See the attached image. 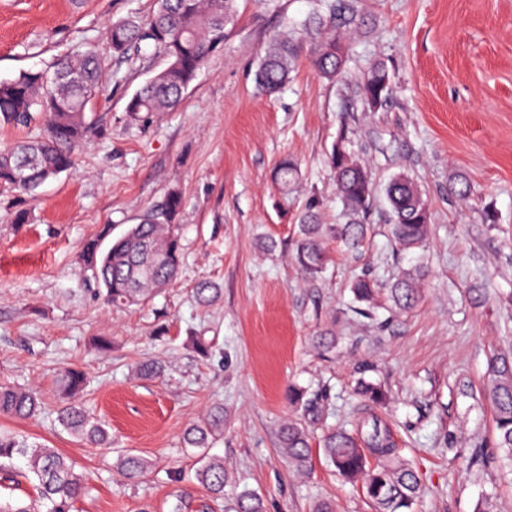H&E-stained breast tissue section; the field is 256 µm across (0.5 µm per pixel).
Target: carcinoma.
<instances>
[{"mask_svg":"<svg viewBox=\"0 0 512 512\" xmlns=\"http://www.w3.org/2000/svg\"><path fill=\"white\" fill-rule=\"evenodd\" d=\"M235 0H155L145 19H118L108 27L112 51L125 56L130 51L151 48L165 58L164 67L126 102L125 112L133 124H147L160 112L174 108L195 80L210 54L224 44L225 30L234 21ZM357 19L352 0H331L328 13L314 14L299 36L271 37L264 48L253 82L261 93H275L289 79L291 64L300 48L309 52L318 73L329 81L343 77L348 35ZM102 94L100 60L92 50L75 52L56 61L53 71H22L0 81V124L27 126L43 119L42 135L0 150V183L32 192L41 184L72 168L76 148L94 125L87 106ZM392 95L388 68L374 66L360 85V99L376 108ZM330 154V167L341 204L339 223L321 224L310 206L300 217L294 240V259L304 277L315 281L324 276L330 261L328 244L350 253L365 244L370 225L366 217L374 200L371 173L349 148L348 130L343 129ZM298 176L297 164L283 159L275 169L277 183L286 188ZM385 195L390 206L391 237L402 250L419 248L426 240L429 209L413 182L404 175L390 179ZM182 208L181 195L170 191L143 214L140 223L112 237V225L88 240L82 262L98 287L102 300L114 306L137 305L165 286L180 266V247L175 221ZM425 270L420 265L402 270L388 288L395 307L409 311L418 302ZM353 302L371 307L378 285L362 275L350 286ZM86 383L76 369L62 371L59 390L71 399L60 413V421L72 435L96 445L112 446V434L75 401ZM485 390L495 411L497 445L512 454V357L494 355L488 364ZM355 394L365 416L355 432L332 430L321 440L328 463L346 479L361 483L363 494L375 512H412L421 493L416 470L393 448L388 430L372 410L385 404L388 392L381 385L357 379ZM40 408L38 394L30 388L0 386V413L23 419ZM224 429V408L216 407L206 419L187 428V448H207ZM280 443L292 467L304 472L311 466L310 436L296 419L284 423ZM120 472L127 479L144 477L152 467L146 458L132 453L118 457ZM20 476L33 484L34 498L0 496V512H72L85 490L83 474L54 448H30L16 436L0 432V479L14 482ZM199 487L211 498L224 497L227 474L224 459L203 457L196 470ZM234 512H265L262 498L245 489L235 501Z\"/></svg>","mask_w":512,"mask_h":512,"instance_id":"carcinoma-1","label":"carcinoma"}]
</instances>
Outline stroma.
Returning <instances> with one entry per match:
<instances>
[{
  "label": "stroma",
  "mask_w": 512,
  "mask_h": 512,
  "mask_svg": "<svg viewBox=\"0 0 512 512\" xmlns=\"http://www.w3.org/2000/svg\"><path fill=\"white\" fill-rule=\"evenodd\" d=\"M154 0H0V80L47 68L87 48L102 60L95 131L75 167L35 194L0 185V383L37 390L42 408L0 430L30 447L55 448L83 473L73 512H229L243 489L266 512H374L358 484L345 481L312 449L298 472L279 445L294 411L288 386L324 406L323 427L353 428L357 376L381 384L376 415L419 474L413 512H477L491 499L512 512V456L497 446L484 393L492 353L512 355V0H357L362 20L341 80L329 82L299 52L288 85L257 94L253 72L270 36L299 28L324 0H235V20L172 111L131 124L125 104L162 66L150 52L113 55L107 26L148 16ZM387 66L394 91L378 110L358 85ZM376 185L411 177L428 202L426 244L399 250L384 203L368 222L362 253L333 251L324 277L303 281L293 259L299 217L316 206L336 223L340 204L328 156L341 127ZM286 155L299 176L282 192L273 169ZM462 175L466 201L448 194ZM182 196V260L176 278L139 306L108 307L81 262L103 225L120 234L166 192ZM29 214L12 223L14 212ZM496 223H486L485 213ZM422 264L418 305L395 314L379 298L357 314L349 286L361 274L388 281ZM218 298L198 303L199 282ZM336 346L318 348L323 329ZM112 340L110 350L95 346ZM210 346L202 354L195 337ZM147 360L160 377H139ZM85 371L86 406L105 421L108 448L75 439L58 421L61 369ZM224 430L211 444L229 482L211 501L191 478L198 466L183 433L213 407ZM131 451L153 463L141 480L116 467Z\"/></svg>",
  "instance_id": "1"
}]
</instances>
